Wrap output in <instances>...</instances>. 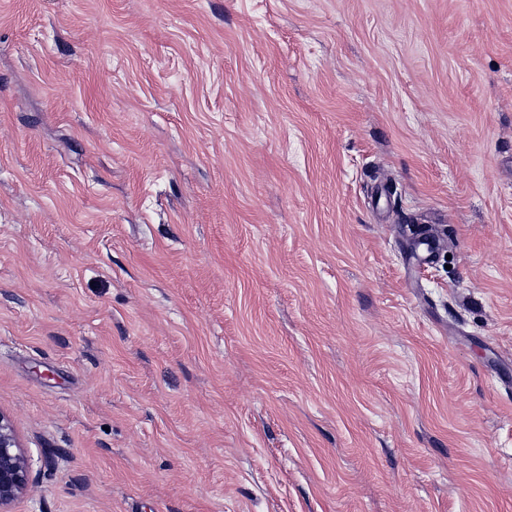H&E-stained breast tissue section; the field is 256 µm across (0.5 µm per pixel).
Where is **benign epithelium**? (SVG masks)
I'll return each mask as SVG.
<instances>
[{
  "label": "benign epithelium",
  "mask_w": 512,
  "mask_h": 512,
  "mask_svg": "<svg viewBox=\"0 0 512 512\" xmlns=\"http://www.w3.org/2000/svg\"><path fill=\"white\" fill-rule=\"evenodd\" d=\"M30 487L29 459L10 417L0 412V512H10Z\"/></svg>",
  "instance_id": "benign-epithelium-1"
}]
</instances>
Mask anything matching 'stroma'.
<instances>
[{
	"instance_id": "1",
	"label": "stroma",
	"mask_w": 512,
	"mask_h": 512,
	"mask_svg": "<svg viewBox=\"0 0 512 512\" xmlns=\"http://www.w3.org/2000/svg\"><path fill=\"white\" fill-rule=\"evenodd\" d=\"M0 411L12 512H512V0H0ZM31 487L30 463L10 417L0 412V511L25 496Z\"/></svg>"
}]
</instances>
